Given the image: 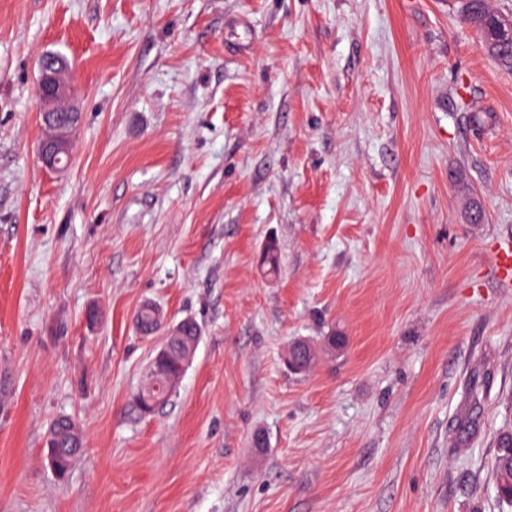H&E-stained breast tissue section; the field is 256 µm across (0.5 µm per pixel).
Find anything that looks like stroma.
I'll use <instances>...</instances> for the list:
<instances>
[{"mask_svg":"<svg viewBox=\"0 0 512 512\" xmlns=\"http://www.w3.org/2000/svg\"><path fill=\"white\" fill-rule=\"evenodd\" d=\"M458 7L0 0V512H512V74ZM47 52L82 114L60 172ZM146 303L202 331L150 415ZM72 146L71 138H58L56 129L45 127L41 155L46 167L52 170L64 168L71 159ZM63 159H65L64 164H62ZM71 418L63 417L55 422L56 429L61 435L60 445L58 448L59 469L57 474V476L61 478L68 473V465L73 455L81 451V448H70V441L67 440V434L69 433L70 428L74 425H78L77 422ZM495 472L497 497L503 502L512 504V433L510 432H502L496 440Z\"/></svg>","mask_w":512,"mask_h":512,"instance_id":"1","label":"stroma"}]
</instances>
